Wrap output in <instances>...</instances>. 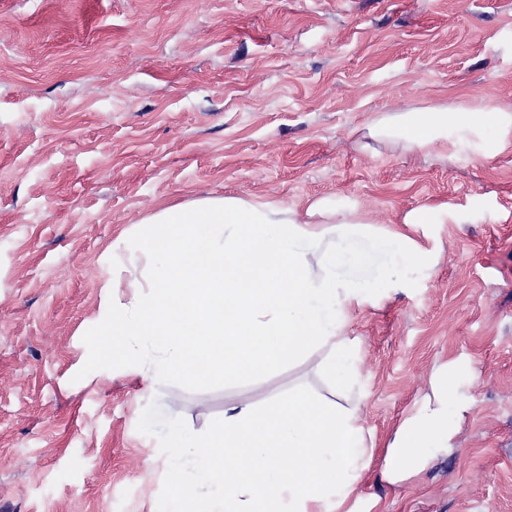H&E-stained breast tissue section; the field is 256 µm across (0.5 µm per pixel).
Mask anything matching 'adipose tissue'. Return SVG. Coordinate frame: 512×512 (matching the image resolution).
Here are the masks:
<instances>
[{
    "label": "adipose tissue",
    "mask_w": 512,
    "mask_h": 512,
    "mask_svg": "<svg viewBox=\"0 0 512 512\" xmlns=\"http://www.w3.org/2000/svg\"><path fill=\"white\" fill-rule=\"evenodd\" d=\"M494 128L512 141V112L487 107H435L384 116L371 134L411 150ZM150 232L131 238V260H146L145 288L130 302H112L113 358H150L154 375L202 371L225 379L262 373L310 346L328 350L332 378L357 370L349 312L392 275L364 277L388 243L352 212L313 204L305 216L271 202L209 197L149 217ZM447 370L400 424L383 476L392 483L449 454L455 425L468 410ZM175 476L190 463L193 484L208 486L207 509L184 495L179 512H345L373 451L356 409L325 408L303 390L263 409L241 402L202 436L175 431L164 450Z\"/></svg>",
    "instance_id": "1"
}]
</instances>
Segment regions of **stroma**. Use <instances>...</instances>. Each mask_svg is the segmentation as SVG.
<instances>
[{"label": "stroma", "mask_w": 512, "mask_h": 512, "mask_svg": "<svg viewBox=\"0 0 512 512\" xmlns=\"http://www.w3.org/2000/svg\"><path fill=\"white\" fill-rule=\"evenodd\" d=\"M512 107V0H0V512H175L162 453L240 401L365 394L355 512H512V143L412 151L389 112ZM353 210L423 251L327 351L256 377L105 364V271L143 220L207 197ZM455 363L452 453L391 484L386 449Z\"/></svg>", "instance_id": "35a3bbf8"}]
</instances>
